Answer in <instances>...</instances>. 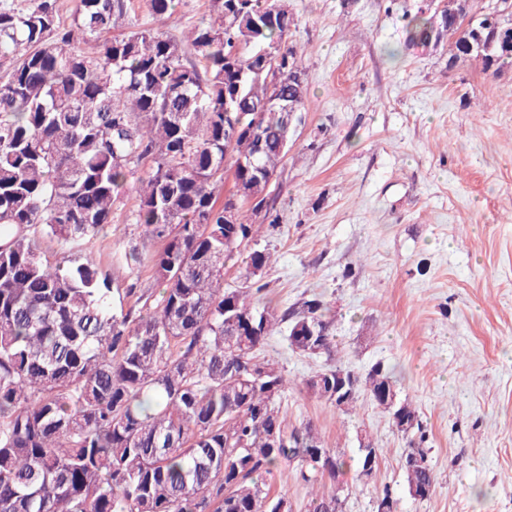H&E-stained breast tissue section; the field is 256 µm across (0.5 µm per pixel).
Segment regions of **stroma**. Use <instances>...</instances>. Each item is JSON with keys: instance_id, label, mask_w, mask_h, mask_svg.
Returning <instances> with one entry per match:
<instances>
[{"instance_id": "obj_1", "label": "stroma", "mask_w": 512, "mask_h": 512, "mask_svg": "<svg viewBox=\"0 0 512 512\" xmlns=\"http://www.w3.org/2000/svg\"><path fill=\"white\" fill-rule=\"evenodd\" d=\"M423 0H288L291 41L302 51L310 101L270 188L260 232L224 264L240 287L249 254L267 263L257 281L281 308L318 298L336 350L308 356L284 335L263 355L291 384L289 425H312L347 461L319 490L343 487L344 512H373L391 487L399 512H512V70L448 64L446 46L409 42L406 13ZM210 18V0H176L169 18L146 9L122 25L181 36ZM136 178L118 192L93 257L158 292L135 222ZM143 260L128 263L131 252ZM381 365L398 379L427 430L436 487L410 496L402 469L409 439L390 415L360 398L336 410L309 387L323 368ZM383 451L358 474L360 436Z\"/></svg>"}]
</instances>
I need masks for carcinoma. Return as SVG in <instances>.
Instances as JSON below:
<instances>
[{
	"label": "carcinoma",
	"mask_w": 512,
	"mask_h": 512,
	"mask_svg": "<svg viewBox=\"0 0 512 512\" xmlns=\"http://www.w3.org/2000/svg\"><path fill=\"white\" fill-rule=\"evenodd\" d=\"M134 2L75 0L68 28L57 0L0 4V512H292L267 476L295 463L314 484L335 479L344 461L310 426L288 428V380L260 350L283 324L292 339L303 312L280 313L249 285L267 261L259 251L246 262L248 286L224 288V258L255 228L239 211L240 236L224 244L231 229L216 190L231 168L255 199L251 213L269 208L266 182L244 178L238 162L276 170L287 156L288 131L254 69L283 53L304 71L289 42L294 19L285 6L269 13L267 0H249L241 14L211 0L214 17L185 40L148 26L111 35ZM144 2L156 16L174 12L175 0ZM454 2L446 19L407 17L409 41L445 38L448 56L496 75L511 66L512 26L478 50L479 4ZM278 94L308 108L295 81L283 78ZM240 112L270 118L224 138ZM143 162L136 223L164 243L153 258L162 287L153 308L134 283L111 287L91 254L115 193ZM43 237L70 254L68 265L43 257ZM115 295L134 306L117 311ZM231 302L258 320V335L231 333ZM305 304L321 353H331L328 307ZM242 362L261 366L260 377L229 371ZM383 386L397 390L393 373L361 374L370 400ZM272 428L284 434L278 448ZM311 441L326 462L319 473L306 464ZM403 469L427 499L428 454ZM338 495L312 498L311 512H336Z\"/></svg>",
	"instance_id": "1"
}]
</instances>
